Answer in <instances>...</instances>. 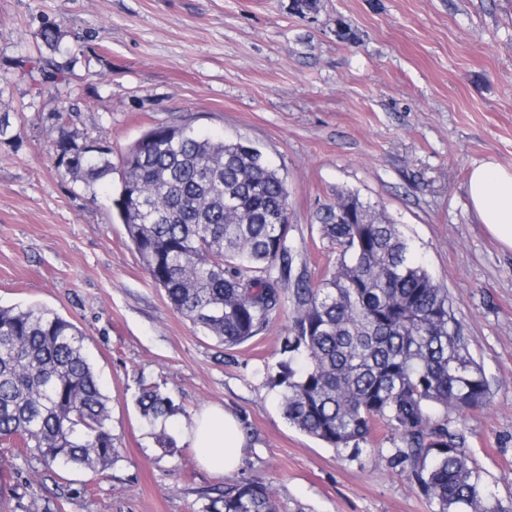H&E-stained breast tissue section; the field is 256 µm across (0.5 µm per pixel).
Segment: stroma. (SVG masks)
<instances>
[{
  "label": "stroma",
  "instance_id": "1",
  "mask_svg": "<svg viewBox=\"0 0 512 512\" xmlns=\"http://www.w3.org/2000/svg\"><path fill=\"white\" fill-rule=\"evenodd\" d=\"M59 50L35 49L46 25ZM0 306L40 305L77 325L99 374L121 458L102 474L46 468L0 445V512H203L240 483L271 486L280 512H433L385 454L289 424L263 375L283 358L284 302L232 348L168 302L115 208L128 147L156 126L190 127L262 151L288 187L294 272L319 281L338 250L320 212L344 193L383 211L447 288L487 407L448 424L486 494L512 505V250L479 224L467 176L512 167V0H0ZM110 149L94 186L57 167L60 131ZM168 395L176 447L136 398ZM238 415V470L205 471L185 430L195 412Z\"/></svg>",
  "mask_w": 512,
  "mask_h": 512
}]
</instances>
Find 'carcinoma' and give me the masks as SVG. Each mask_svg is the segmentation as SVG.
Masks as SVG:
<instances>
[{"instance_id": "obj_1", "label": "carcinoma", "mask_w": 512, "mask_h": 512, "mask_svg": "<svg viewBox=\"0 0 512 512\" xmlns=\"http://www.w3.org/2000/svg\"><path fill=\"white\" fill-rule=\"evenodd\" d=\"M38 37L60 49V31ZM126 154L115 201L128 238L171 306L203 335L238 346L266 328L294 282V316L274 372L284 417L334 448H359L383 422L402 446L388 457L434 512H512L492 500L463 436L446 412L462 415L489 401L448 299L411 257L398 227L354 193L319 216L339 248L336 268L316 284L291 279L288 225L278 223L286 181L261 151L240 141L158 126ZM58 165L93 185L112 175L111 151L62 134ZM166 432L172 399L144 388L136 399ZM445 412L440 420L434 411ZM0 440L36 454L45 467L102 473L120 458L108 397L71 321L40 305L0 308ZM205 512H279L272 488L224 489Z\"/></svg>"}]
</instances>
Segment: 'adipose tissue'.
Instances as JSON below:
<instances>
[{
  "instance_id": "ef3b65f1",
  "label": "adipose tissue",
  "mask_w": 512,
  "mask_h": 512,
  "mask_svg": "<svg viewBox=\"0 0 512 512\" xmlns=\"http://www.w3.org/2000/svg\"><path fill=\"white\" fill-rule=\"evenodd\" d=\"M470 208L490 233L512 249V167L488 159L474 165L468 176ZM200 462L216 475L237 469L245 436L236 414L221 407L196 413L186 433Z\"/></svg>"
}]
</instances>
